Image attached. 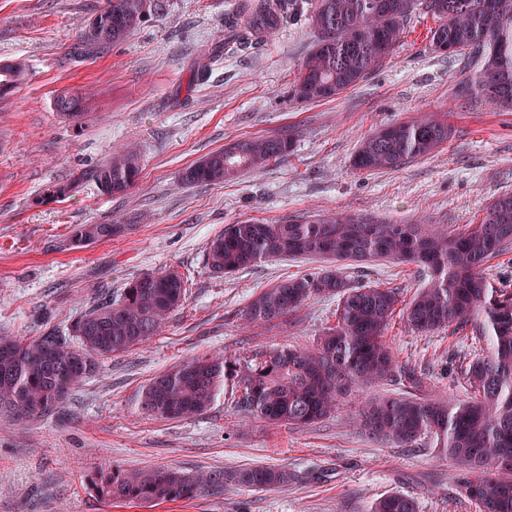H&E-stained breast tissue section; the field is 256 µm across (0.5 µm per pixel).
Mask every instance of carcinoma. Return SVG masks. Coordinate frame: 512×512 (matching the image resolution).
I'll return each mask as SVG.
<instances>
[{"instance_id": "obj_1", "label": "carcinoma", "mask_w": 512, "mask_h": 512, "mask_svg": "<svg viewBox=\"0 0 512 512\" xmlns=\"http://www.w3.org/2000/svg\"><path fill=\"white\" fill-rule=\"evenodd\" d=\"M308 6L316 43L291 89L295 100L334 99L379 70L400 42L408 18L423 6L439 20L430 30L433 51L449 47L450 56L483 60L465 91L512 112V0H308ZM152 7L161 4L104 0L81 27L82 46L100 52L124 41ZM286 15L288 0H247L225 21L232 32L230 44L237 50L251 47L256 35L275 28ZM28 76L23 61L0 60V99L23 86ZM91 107L89 92L64 91L54 98L55 111L74 123L88 122ZM450 136L448 122L435 115L395 123L363 140L352 167L358 172L398 168L433 153ZM292 141L285 135L239 140L182 169L179 178L187 185L220 184L279 160ZM142 170L136 150L119 151L103 164L47 185L35 203L63 200L85 182L103 196L124 195L139 182ZM120 232L118 224H79L69 244L80 250ZM511 251V193L493 198L480 222L456 233L428 224H370L351 215L228 225L207 253V264L216 273L282 257L411 263L428 270L432 279L403 308L408 325L418 332L469 327L486 342L463 369L473 398L420 397L412 393L420 385L417 371L398 364L385 340L399 303L395 289L353 286L332 268L286 278L251 302L249 320L268 322L312 298L334 297L336 324L310 347L273 348L247 364L239 380L240 411L271 424L307 426L334 412L355 386L395 377L410 391L366 403L362 412L372 432L401 447L435 438L464 468L461 488L476 512H512V465H503L512 462V288L494 287L483 276L489 262ZM185 296L179 274H144L128 282L119 298L78 315L68 336L0 337V409L25 419L55 413L77 384L93 376L99 359L150 341ZM231 371L233 363L223 357L182 361L152 378L143 406L169 419L201 413ZM290 478L288 469L274 467L214 471L200 478L172 467L115 466L94 475L91 484L104 502L162 503L190 499L205 488L220 491L228 481L272 489ZM372 512H416V504L391 493Z\"/></svg>"}]
</instances>
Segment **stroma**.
<instances>
[{"mask_svg": "<svg viewBox=\"0 0 512 512\" xmlns=\"http://www.w3.org/2000/svg\"><path fill=\"white\" fill-rule=\"evenodd\" d=\"M101 0H0V59L26 62L29 79L0 99V336L30 340L56 331L131 279L173 270L187 295L144 346L101 361L54 415L0 413V512H372L383 496L415 499L418 512H476L462 469L424 437L402 448L375 436L366 401L403 393L396 380L353 392L307 427L244 417L238 371L262 351L311 346L334 324L335 300L314 298L271 322H248L250 301L282 280L316 271L308 259H273L229 275L207 264L210 242L246 219L277 224L338 212L453 232L477 223L492 197L512 193V112L465 94L476 62L433 53V14L418 10L383 67L330 102L292 100L288 90L316 42L293 15L255 48L225 51L224 18L239 0H164L125 41L99 53L79 47L81 23ZM204 80L192 84L200 63ZM94 94L81 128L53 109L62 90ZM425 113L453 135L439 150L394 170L359 173L351 159L369 134ZM288 134L291 153L215 185L188 186L179 171L240 139ZM139 151L142 176L123 196L89 184L60 202L35 204L49 183ZM119 219L124 229L81 250L72 228ZM356 286L397 289L409 302L423 268L390 261L343 262ZM386 341L422 367L419 393L457 401L472 394L459 374L472 351L464 332L412 330L394 316ZM221 354L237 368L203 413L178 420L142 407L150 379L182 361ZM175 467L188 474L285 467L288 485L222 491L159 504L102 502L89 480L112 465Z\"/></svg>", "mask_w": 512, "mask_h": 512, "instance_id": "stroma-1", "label": "stroma"}]
</instances>
